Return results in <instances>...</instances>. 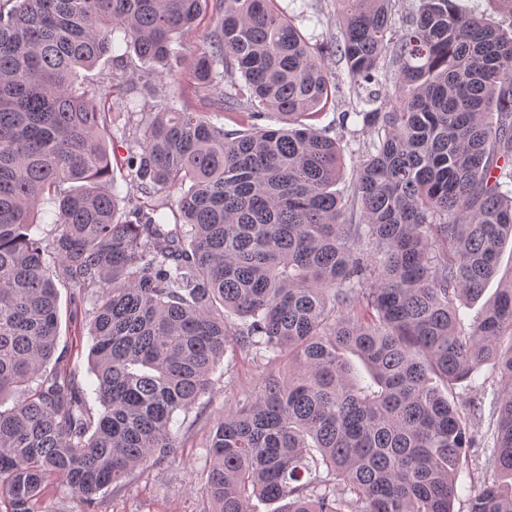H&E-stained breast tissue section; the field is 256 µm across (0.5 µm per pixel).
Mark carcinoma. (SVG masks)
Segmentation results:
<instances>
[{
	"label": "carcinoma",
	"instance_id": "obj_1",
	"mask_svg": "<svg viewBox=\"0 0 512 512\" xmlns=\"http://www.w3.org/2000/svg\"><path fill=\"white\" fill-rule=\"evenodd\" d=\"M339 56L368 141L348 199L339 140L311 124L332 75L276 0H0V492L35 512L57 479L85 504L175 458L173 422L214 387L228 350L288 372L214 425L216 512H454L484 403L456 388L489 367L500 394L486 477L467 512H512V274L469 327L512 241V31L460 0H337ZM205 48L177 77L209 9ZM124 47L178 80L158 111L114 106L81 70ZM394 78L385 99L368 88ZM210 102L226 130L187 105ZM283 126L245 125L265 112ZM134 123L120 216L114 126ZM139 120H134V117ZM188 186L182 190V186ZM182 191L176 203L164 192ZM55 208V232L32 215ZM358 211L354 222L347 216ZM173 222H167V215ZM91 298L98 412L48 369L56 281ZM239 318L238 323L229 316ZM112 169L114 186H116L120 197L130 195L128 203L124 204L122 202L120 205V211L122 213L121 215L123 219H128L127 217L131 219L133 218L131 217V213L133 212L135 205L139 203V200H146V197L144 196V194H141L136 187L130 184L128 169H126V167H124V165H121L119 162L116 163L114 157L112 158Z\"/></svg>",
	"mask_w": 512,
	"mask_h": 512
}]
</instances>
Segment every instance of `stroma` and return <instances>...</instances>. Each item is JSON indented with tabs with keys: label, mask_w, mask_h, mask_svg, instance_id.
Listing matches in <instances>:
<instances>
[{
	"label": "stroma",
	"mask_w": 512,
	"mask_h": 512,
	"mask_svg": "<svg viewBox=\"0 0 512 512\" xmlns=\"http://www.w3.org/2000/svg\"><path fill=\"white\" fill-rule=\"evenodd\" d=\"M278 4L295 16L311 43L321 42L325 34L335 29L334 0H278ZM149 69V63L133 56L112 65L113 73L125 80L130 99L153 104L171 97L174 83L169 79L156 82L152 90H145L143 76ZM92 307L91 300L76 301L67 286H60L56 355L61 367L75 373L86 388L93 377L88 363L91 340L83 320ZM260 378L261 370L250 358L225 355L213 376L212 393L196 405L182 425L179 455L156 465H145L125 485L102 492L97 512H213L215 504L205 489L211 464L206 450L209 430L235 409L239 397L252 390Z\"/></svg>",
	"instance_id": "obj_1"
}]
</instances>
